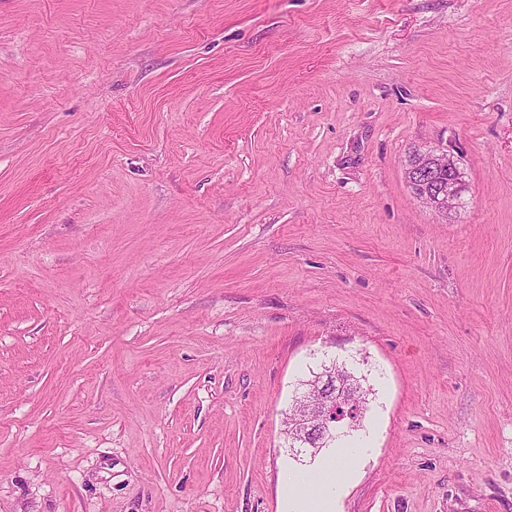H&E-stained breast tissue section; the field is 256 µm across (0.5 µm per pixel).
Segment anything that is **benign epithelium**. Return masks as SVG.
Returning <instances> with one entry per match:
<instances>
[{
  "label": "benign epithelium",
  "mask_w": 512,
  "mask_h": 512,
  "mask_svg": "<svg viewBox=\"0 0 512 512\" xmlns=\"http://www.w3.org/2000/svg\"><path fill=\"white\" fill-rule=\"evenodd\" d=\"M448 172V183H433V188L422 194L421 201L430 204L431 208L445 211V204H457L459 201L460 166L458 160L446 150H432L428 155L425 167L405 169L406 181L413 186L420 183H432L435 175ZM323 395L314 404L301 401L294 415L295 437L307 448H317L321 440L332 435V432L349 427L357 421V408L350 391L343 385H331L325 378L320 381Z\"/></svg>",
  "instance_id": "1"
}]
</instances>
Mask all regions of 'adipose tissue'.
Returning a JSON list of instances; mask_svg holds the SVG:
<instances>
[{
    "label": "adipose tissue",
    "mask_w": 512,
    "mask_h": 512,
    "mask_svg": "<svg viewBox=\"0 0 512 512\" xmlns=\"http://www.w3.org/2000/svg\"><path fill=\"white\" fill-rule=\"evenodd\" d=\"M367 453L360 443L337 448L316 468L290 470L282 479L283 512H336V497Z\"/></svg>",
    "instance_id": "adipose-tissue-1"
}]
</instances>
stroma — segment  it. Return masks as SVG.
<instances>
[{
  "label": "stroma",
  "instance_id": "stroma-1",
  "mask_svg": "<svg viewBox=\"0 0 512 512\" xmlns=\"http://www.w3.org/2000/svg\"><path fill=\"white\" fill-rule=\"evenodd\" d=\"M329 360L337 512H512V0H0V512H282ZM428 165L426 167H410L405 169L406 181L410 186L420 184H429L438 173H443L439 176V182L447 184L433 183L434 188H430L426 193L421 194L423 198H419L423 202L430 204L431 208L444 212L445 204L448 200L455 207L459 201V178L460 166L458 160L448 154V150H432L428 155ZM319 383L324 393L321 399L315 404L302 400L294 415L295 437L305 448H318L321 440L330 437L333 431L350 427L358 419L351 393L341 382L336 390L329 376Z\"/></svg>",
  "mask_w": 512,
  "mask_h": 512
}]
</instances>
